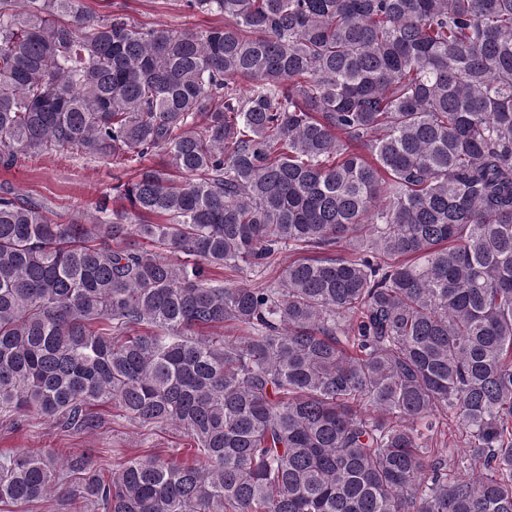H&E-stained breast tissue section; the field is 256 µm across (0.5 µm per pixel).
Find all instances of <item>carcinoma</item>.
<instances>
[{"mask_svg": "<svg viewBox=\"0 0 512 512\" xmlns=\"http://www.w3.org/2000/svg\"><path fill=\"white\" fill-rule=\"evenodd\" d=\"M185 2L224 23L0 0V164L132 169L0 184V415L193 442L0 454V508L512 512V0ZM130 174L123 165L92 162L64 151L31 156L10 169L0 166V184L44 200L53 213L71 214L90 210L117 178L126 180Z\"/></svg>", "mask_w": 512, "mask_h": 512, "instance_id": "obj_1", "label": "carcinoma"}]
</instances>
